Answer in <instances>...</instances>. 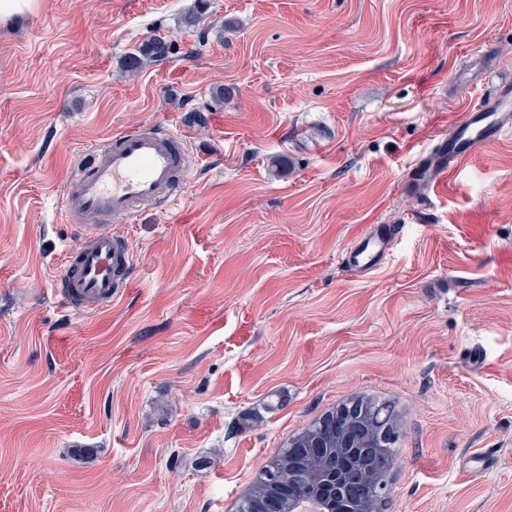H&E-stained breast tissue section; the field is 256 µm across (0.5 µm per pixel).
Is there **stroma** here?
<instances>
[{"instance_id":"1","label":"stroma","mask_w":512,"mask_h":512,"mask_svg":"<svg viewBox=\"0 0 512 512\" xmlns=\"http://www.w3.org/2000/svg\"><path fill=\"white\" fill-rule=\"evenodd\" d=\"M194 5L0 20V512H235L355 396L401 421L385 512H512V137L409 183L512 83V0H205L188 30ZM151 125L186 137L181 195L113 223L111 306L64 308L63 187ZM374 224L401 236L361 278L342 256ZM169 53L167 43L162 39H153L135 49L125 58V70L127 72L139 71L146 61H156L164 59Z\"/></svg>"}]
</instances>
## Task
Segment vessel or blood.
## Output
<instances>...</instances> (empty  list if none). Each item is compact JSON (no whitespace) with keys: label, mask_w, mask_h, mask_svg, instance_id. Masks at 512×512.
Returning <instances> with one entry per match:
<instances>
[{"label":"vessel or blood","mask_w":512,"mask_h":512,"mask_svg":"<svg viewBox=\"0 0 512 512\" xmlns=\"http://www.w3.org/2000/svg\"><path fill=\"white\" fill-rule=\"evenodd\" d=\"M500 108V101L494 100L457 122L453 151L431 162L419 186L428 191L441 189L475 143L499 141ZM184 144L181 134L146 127L84 153L62 196L66 219L86 224L89 240L56 280V290L68 308L98 310L109 306L127 285L130 249L113 237L111 223L129 217L138 206L158 207L177 199L178 174L189 166ZM398 234L396 225H373L347 248L346 266L359 275L380 269L389 259Z\"/></svg>","instance_id":"vessel-or-blood-1"}]
</instances>
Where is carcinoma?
Returning <instances> with one entry per match:
<instances>
[{"mask_svg":"<svg viewBox=\"0 0 512 512\" xmlns=\"http://www.w3.org/2000/svg\"><path fill=\"white\" fill-rule=\"evenodd\" d=\"M169 53L167 43L162 39H154L135 49L125 58V70L136 72L148 61L164 59ZM365 406L363 419L366 425H393L397 421L394 409L388 403L377 404L370 400L359 399ZM318 442L325 449L336 447V411L332 410L316 419L301 432L294 434L287 446L266 464L252 482L239 504L238 512H256L260 505L270 496L279 498L282 512H289L293 500L310 497L305 487L292 484L295 468L304 467L309 475L312 487H318L316 474L321 462L317 458H304L298 449Z\"/></svg>","mask_w":512,"mask_h":512,"instance_id":"1","label":"carcinoma"}]
</instances>
